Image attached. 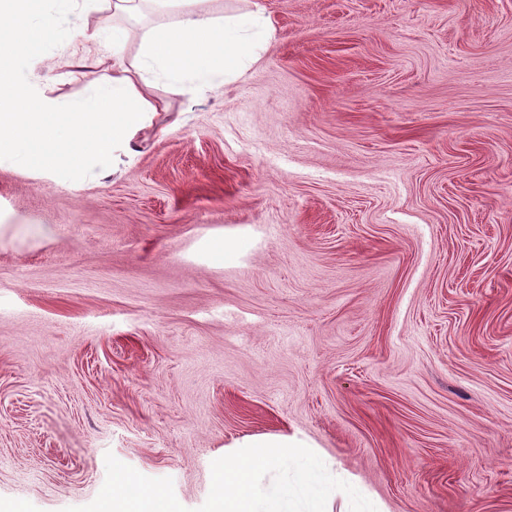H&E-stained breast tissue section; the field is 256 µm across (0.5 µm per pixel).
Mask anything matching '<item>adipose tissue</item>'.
<instances>
[{"label":"adipose tissue","instance_id":"obj_1","mask_svg":"<svg viewBox=\"0 0 512 512\" xmlns=\"http://www.w3.org/2000/svg\"><path fill=\"white\" fill-rule=\"evenodd\" d=\"M139 3L0 0V164L74 184L102 180L113 170L116 151L148 128L150 113L164 108L154 96L156 74L166 77L172 94L206 93L226 72L242 69L248 46L270 35L259 10L215 17L201 0H149L163 23L145 32L135 64L116 57L111 76L77 100L51 97L31 79L47 42L67 49L72 62L85 60L95 45L120 51L125 27L113 25L104 44L83 15L106 5L113 14H131Z\"/></svg>","mask_w":512,"mask_h":512}]
</instances>
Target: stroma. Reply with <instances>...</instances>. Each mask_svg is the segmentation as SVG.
Listing matches in <instances>:
<instances>
[{"label":"stroma","instance_id":"35a3bbf8","mask_svg":"<svg viewBox=\"0 0 512 512\" xmlns=\"http://www.w3.org/2000/svg\"><path fill=\"white\" fill-rule=\"evenodd\" d=\"M205 8L269 19L247 71L157 87L101 182L0 166V505L110 453L196 512L286 435L377 512H512V0ZM42 53L56 97L112 73Z\"/></svg>","mask_w":512,"mask_h":512}]
</instances>
